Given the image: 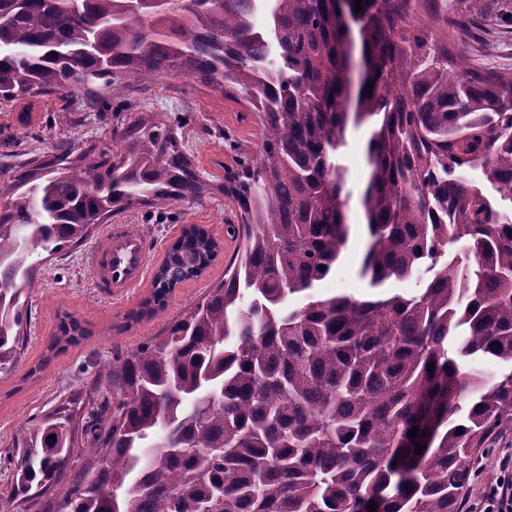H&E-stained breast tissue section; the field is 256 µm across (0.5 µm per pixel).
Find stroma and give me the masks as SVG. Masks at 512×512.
<instances>
[{
	"instance_id": "1",
	"label": "stroma",
	"mask_w": 512,
	"mask_h": 512,
	"mask_svg": "<svg viewBox=\"0 0 512 512\" xmlns=\"http://www.w3.org/2000/svg\"><path fill=\"white\" fill-rule=\"evenodd\" d=\"M485 6L500 20L493 27L467 35L470 65L512 72V0H485ZM127 98L135 114L180 119L178 137L196 170L209 175L215 186L223 182L226 170L236 168L240 156L256 152L260 127L254 113L194 79L168 76L156 83L135 81L129 85ZM88 100V94L77 89L31 101L0 100V159L7 155L25 158L61 143L77 149L90 139L103 146L112 145L111 113L92 112ZM371 130L368 124L348 128L336 156L350 193L347 215L353 224L363 220L359 196L368 175L367 164L358 159L359 144ZM229 216L227 201L216 190L199 199L179 201L162 214L137 205L113 216V223L129 225L144 239L152 267L162 261L184 225L204 226L220 244L211 266L200 277L175 288L165 310L151 318H130L149 297L150 282L141 283L118 299L97 288L89 254L102 243V231H95L76 249L61 250L36 267L29 290L31 316L26 347L14 369L0 374V451L11 447L21 433L33 429L43 414L76 387L91 385L105 364L156 335L170 318L190 311L209 288L223 280L224 269L239 246L238 240L226 232ZM364 242V237L350 236L341 259L318 283V293L373 295L376 290L359 275ZM66 314L79 319L89 334L57 353L51 349L52 338ZM490 448L464 489L463 506L479 502L488 484L500 476L502 456L512 455L511 422L493 436Z\"/></svg>"
}]
</instances>
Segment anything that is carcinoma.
I'll return each instance as SVG.
<instances>
[{
	"mask_svg": "<svg viewBox=\"0 0 512 512\" xmlns=\"http://www.w3.org/2000/svg\"><path fill=\"white\" fill-rule=\"evenodd\" d=\"M356 2L0 0V99L102 91L123 142L3 166L0 373L21 357L35 267L110 216L216 188L242 241L224 282L4 450L0 512H362L369 499L459 512L472 461L512 421V214L487 189L512 194V73L462 52L482 0ZM173 74L258 118L257 155L222 184L199 176L172 123L129 115L128 81ZM371 120L360 276L431 277L408 296H318L350 235L333 157ZM217 251L203 227L183 229L130 319L164 309ZM58 332L55 347L88 335L69 314ZM477 358L508 371L461 370Z\"/></svg>",
	"mask_w": 512,
	"mask_h": 512,
	"instance_id": "obj_1",
	"label": "carcinoma"
}]
</instances>
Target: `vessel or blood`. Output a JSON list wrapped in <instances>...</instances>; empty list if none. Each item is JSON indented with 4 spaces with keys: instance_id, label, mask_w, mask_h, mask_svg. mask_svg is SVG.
<instances>
[{
    "instance_id": "1",
    "label": "vessel or blood",
    "mask_w": 512,
    "mask_h": 512,
    "mask_svg": "<svg viewBox=\"0 0 512 512\" xmlns=\"http://www.w3.org/2000/svg\"><path fill=\"white\" fill-rule=\"evenodd\" d=\"M92 269L97 287L108 293L118 295L140 284L149 272L142 238L127 225H110Z\"/></svg>"
}]
</instances>
